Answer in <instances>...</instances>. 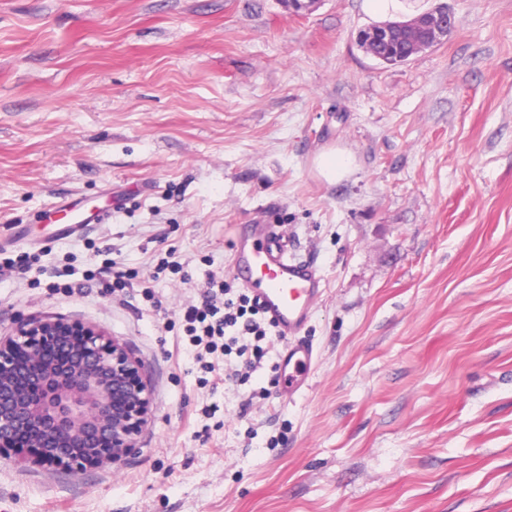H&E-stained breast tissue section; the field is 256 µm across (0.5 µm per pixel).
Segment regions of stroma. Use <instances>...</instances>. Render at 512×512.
<instances>
[{"mask_svg":"<svg viewBox=\"0 0 512 512\" xmlns=\"http://www.w3.org/2000/svg\"><path fill=\"white\" fill-rule=\"evenodd\" d=\"M442 1L448 39L388 65L364 0H0V251L35 257L0 274V336L93 323L151 389L120 463L0 459V512H512V0L399 15ZM71 208L112 217L70 234ZM257 223L326 281L291 399L273 356L204 373L181 325ZM315 165L318 173L323 178L333 180L347 170L350 159L343 153L332 150L321 154L316 159Z\"/></svg>","mask_w":512,"mask_h":512,"instance_id":"35a3bbf8","label":"stroma"}]
</instances>
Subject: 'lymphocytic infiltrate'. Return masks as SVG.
Instances as JSON below:
<instances>
[{
    "instance_id": "f902f5d3",
    "label": "lymphocytic infiltrate",
    "mask_w": 512,
    "mask_h": 512,
    "mask_svg": "<svg viewBox=\"0 0 512 512\" xmlns=\"http://www.w3.org/2000/svg\"><path fill=\"white\" fill-rule=\"evenodd\" d=\"M183 320L197 363L210 373L219 367L216 358H223L220 367L231 380L250 379L274 347L271 336L275 328L258 300L235 293L221 278H211L201 305L188 306Z\"/></svg>"
}]
</instances>
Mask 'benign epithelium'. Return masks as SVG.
I'll use <instances>...</instances> for the list:
<instances>
[{
  "label": "benign epithelium",
  "mask_w": 512,
  "mask_h": 512,
  "mask_svg": "<svg viewBox=\"0 0 512 512\" xmlns=\"http://www.w3.org/2000/svg\"><path fill=\"white\" fill-rule=\"evenodd\" d=\"M454 27L452 12L435 9L373 25L359 41L380 62L397 64ZM149 408L139 359L92 323L22 315L0 338V459L72 474L119 463L136 450Z\"/></svg>",
  "instance_id": "1"
}]
</instances>
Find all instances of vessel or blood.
<instances>
[{"instance_id":"1","label":"vessel or blood","mask_w":512,"mask_h":512,"mask_svg":"<svg viewBox=\"0 0 512 512\" xmlns=\"http://www.w3.org/2000/svg\"><path fill=\"white\" fill-rule=\"evenodd\" d=\"M231 268L274 323L281 342L282 389L289 396L298 394L308 386L317 359L315 347L300 333L325 292L322 275L313 263L293 255L272 224L248 225L237 236Z\"/></svg>"}]
</instances>
